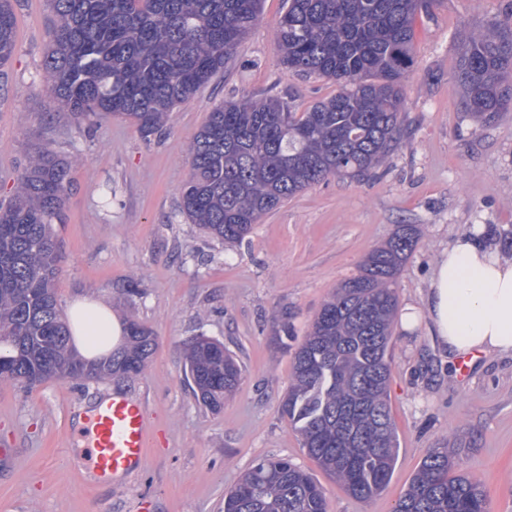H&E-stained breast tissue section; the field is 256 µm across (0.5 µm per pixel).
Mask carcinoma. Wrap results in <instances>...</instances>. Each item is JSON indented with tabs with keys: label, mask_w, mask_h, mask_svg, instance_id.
Here are the masks:
<instances>
[{
	"label": "carcinoma",
	"mask_w": 512,
	"mask_h": 512,
	"mask_svg": "<svg viewBox=\"0 0 512 512\" xmlns=\"http://www.w3.org/2000/svg\"><path fill=\"white\" fill-rule=\"evenodd\" d=\"M262 0H49L57 17L43 61L56 99L76 118L132 120L145 139L169 112L223 71L258 20ZM423 0H288L276 36L283 64L339 85L296 111L280 98L242 97L213 108L189 149L182 213L208 235L239 242L265 214L305 189L382 165L402 142V78L411 66ZM455 78L462 108L487 123L512 109V37L459 32ZM16 50L12 0H0V67ZM71 162L40 148L0 204V381L140 375L156 337L136 320L98 363L77 358L54 282ZM400 224L363 259L312 322L294 354L281 412L302 447L349 495L366 501L387 486L398 456L388 405L392 288L416 246ZM186 366L198 401L219 411L242 367L219 342L191 341ZM452 448L423 458L395 512H489L480 484L454 473ZM224 512H328L324 489L283 457L258 459L224 494Z\"/></svg>",
	"instance_id": "obj_1"
}]
</instances>
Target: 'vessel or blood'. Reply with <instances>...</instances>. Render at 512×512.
I'll return each mask as SVG.
<instances>
[{"label": "vessel or blood", "mask_w": 512, "mask_h": 512, "mask_svg": "<svg viewBox=\"0 0 512 512\" xmlns=\"http://www.w3.org/2000/svg\"><path fill=\"white\" fill-rule=\"evenodd\" d=\"M89 425L93 457L90 470L98 479H115L145 467L154 422L139 399L123 391L100 399Z\"/></svg>", "instance_id": "b4317fda"}]
</instances>
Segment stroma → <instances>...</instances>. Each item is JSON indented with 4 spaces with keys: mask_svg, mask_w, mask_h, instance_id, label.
Masks as SVG:
<instances>
[{
    "mask_svg": "<svg viewBox=\"0 0 512 512\" xmlns=\"http://www.w3.org/2000/svg\"><path fill=\"white\" fill-rule=\"evenodd\" d=\"M16 51L0 69V199L9 198L34 150L72 163L55 281L58 305L103 299L120 322L151 330L157 347L134 378L0 382V512H224V492L260 458L285 457L324 488L328 512H394L430 449H458L456 469L479 481L490 512H512V357L482 353L467 377L448 364L426 323L394 321L389 407L399 449L386 489L349 495L302 447L280 410L293 355L340 283L397 225L420 230L396 281L399 310L420 306L433 262L458 234L481 226L512 258V110L479 124L461 106L457 35L497 24L512 32V0H425L402 89L404 138L373 173L332 177L288 199L239 243L190 223L181 191L189 147L212 109L244 95L278 97L296 111L336 94L335 82L286 69L276 28L286 0H263L236 53L164 126L142 138L128 119H77L44 78L54 15L47 0H13ZM139 292L127 294L128 282ZM288 311L286 347L273 317ZM196 336L224 343L243 379L221 412L195 398L184 347ZM125 391L156 416L147 466L105 484L86 478V414L96 397Z\"/></svg>",
    "mask_w": 512,
    "mask_h": 512,
    "instance_id": "35a3bbf8",
    "label": "stroma"
}]
</instances>
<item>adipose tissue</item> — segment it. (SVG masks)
<instances>
[{
  "label": "adipose tissue",
  "instance_id": "1",
  "mask_svg": "<svg viewBox=\"0 0 512 512\" xmlns=\"http://www.w3.org/2000/svg\"><path fill=\"white\" fill-rule=\"evenodd\" d=\"M424 315L445 356L474 351L512 356V259L491 251L481 234H461L438 257L419 314H403L404 326ZM72 342L84 358L108 357L122 338L111 308L95 297L69 306Z\"/></svg>",
  "mask_w": 512,
  "mask_h": 512
}]
</instances>
